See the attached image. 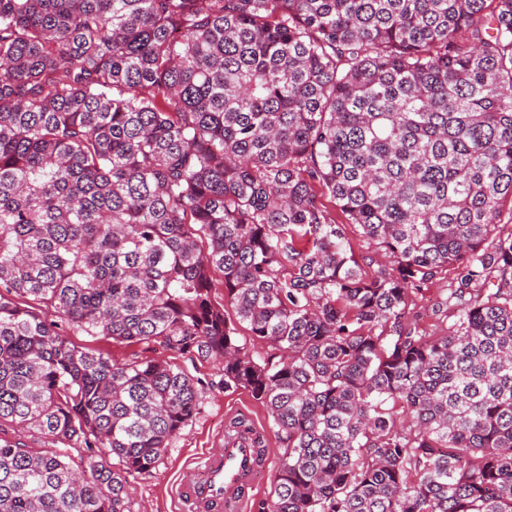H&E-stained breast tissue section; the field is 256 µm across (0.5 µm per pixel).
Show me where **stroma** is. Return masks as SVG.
Returning <instances> with one entry per match:
<instances>
[{"mask_svg":"<svg viewBox=\"0 0 512 512\" xmlns=\"http://www.w3.org/2000/svg\"><path fill=\"white\" fill-rule=\"evenodd\" d=\"M63 332L74 343L109 353L118 360H172L203 388V398L194 416L172 440L159 467L151 475L132 478L135 512H177L173 491L182 469L202 449L222 447L224 428L234 418L249 419L254 430L263 435L269 456H276L279 442L264 406L246 390L225 388L218 363L187 355L174 356L154 344L115 343L68 326Z\"/></svg>","mask_w":512,"mask_h":512,"instance_id":"obj_1","label":"stroma"}]
</instances>
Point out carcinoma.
<instances>
[{"mask_svg":"<svg viewBox=\"0 0 512 512\" xmlns=\"http://www.w3.org/2000/svg\"><path fill=\"white\" fill-rule=\"evenodd\" d=\"M507 200L512 0H0V512H134L201 399L33 303L221 361L282 446L261 512H512ZM346 234L351 248L356 257H358L363 264L364 270H366L368 273H373V271L378 268V265L375 261L376 257L374 254V245L369 244V242L361 236L360 230L356 227L350 225L346 226ZM368 258H373L371 265H368ZM362 259L365 260L363 261ZM455 273L452 269H448L447 272H443L439 279H436L433 283L428 284L421 290L415 297L416 311L419 312V318H417L416 326L417 329L425 333L427 336L439 333L440 329L446 331L448 322L444 323L442 328H437L434 318L431 317L432 305L440 299L444 288H448L449 282L453 281Z\"/></svg>","mask_w":512,"mask_h":512,"instance_id":"cac0c4a2","label":"carcinoma"}]
</instances>
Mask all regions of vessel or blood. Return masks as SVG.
<instances>
[{
  "instance_id": "b4317fda",
  "label": "vessel or blood",
  "mask_w": 512,
  "mask_h": 512,
  "mask_svg": "<svg viewBox=\"0 0 512 512\" xmlns=\"http://www.w3.org/2000/svg\"><path fill=\"white\" fill-rule=\"evenodd\" d=\"M267 462L250 440H225L184 471L178 487L183 512H247L254 476Z\"/></svg>"
}]
</instances>
